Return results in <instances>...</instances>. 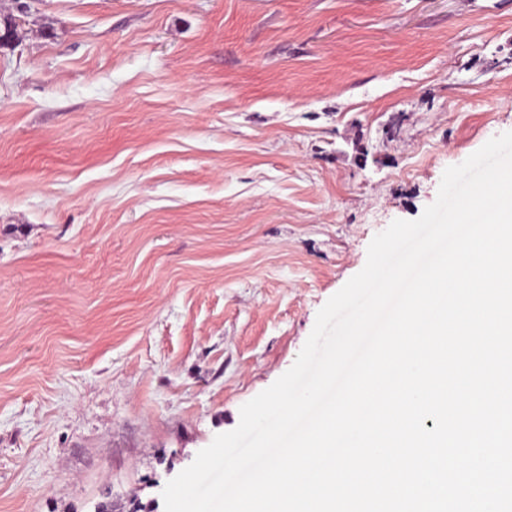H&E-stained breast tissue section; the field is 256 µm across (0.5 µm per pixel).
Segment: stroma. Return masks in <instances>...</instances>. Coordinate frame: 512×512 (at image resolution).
Masks as SVG:
<instances>
[{
  "mask_svg": "<svg viewBox=\"0 0 512 512\" xmlns=\"http://www.w3.org/2000/svg\"><path fill=\"white\" fill-rule=\"evenodd\" d=\"M0 512H137L372 239L512 131V0H0Z\"/></svg>",
  "mask_w": 512,
  "mask_h": 512,
  "instance_id": "35a3bbf8",
  "label": "stroma"
}]
</instances>
